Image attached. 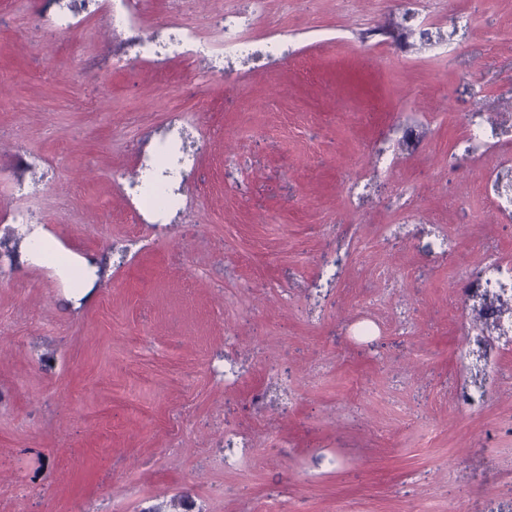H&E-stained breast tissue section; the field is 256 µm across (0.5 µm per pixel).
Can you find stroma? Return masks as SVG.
Masks as SVG:
<instances>
[{
  "mask_svg": "<svg viewBox=\"0 0 512 512\" xmlns=\"http://www.w3.org/2000/svg\"><path fill=\"white\" fill-rule=\"evenodd\" d=\"M233 6L293 54L227 85L197 81L199 55L114 65L109 13L50 40L57 0H0V212L33 206L89 262L64 279L0 222V512H512V351L463 409L458 294L512 259L482 189L502 157L465 153L474 124L512 131V0H424L446 56L388 0ZM224 8L146 0L142 17L206 44ZM193 108L183 209L127 246L118 182ZM406 122L418 147L375 159ZM30 154L51 180L18 166ZM116 382L141 412L113 404Z\"/></svg>",
  "mask_w": 512,
  "mask_h": 512,
  "instance_id": "obj_1",
  "label": "stroma"
}]
</instances>
